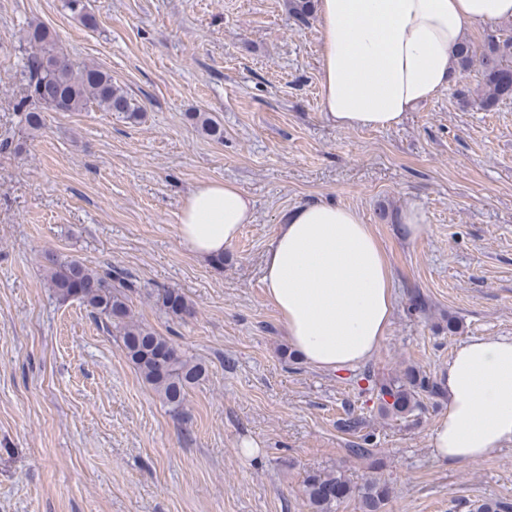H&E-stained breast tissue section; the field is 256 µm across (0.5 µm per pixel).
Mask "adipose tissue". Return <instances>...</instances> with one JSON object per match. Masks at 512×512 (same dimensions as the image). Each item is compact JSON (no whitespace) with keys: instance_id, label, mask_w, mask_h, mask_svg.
<instances>
[{"instance_id":"ef3b65f1","label":"adipose tissue","mask_w":512,"mask_h":512,"mask_svg":"<svg viewBox=\"0 0 512 512\" xmlns=\"http://www.w3.org/2000/svg\"><path fill=\"white\" fill-rule=\"evenodd\" d=\"M321 105L344 129H388L455 80V52L472 25L512 19V0H317ZM236 185L203 182L188 193L178 235L212 259L253 222ZM263 283L290 346L324 371L355 367L377 351L394 313L392 274L369 225L317 200L288 214L263 258ZM447 412L430 446L442 463L512 444V336L458 345L440 377Z\"/></svg>"}]
</instances>
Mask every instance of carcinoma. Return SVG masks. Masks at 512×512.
<instances>
[{
    "mask_svg": "<svg viewBox=\"0 0 512 512\" xmlns=\"http://www.w3.org/2000/svg\"><path fill=\"white\" fill-rule=\"evenodd\" d=\"M314 0H288V10L300 23L312 15ZM66 8L89 28L96 26L95 17L87 11L85 0H65ZM26 41L36 53L27 61L30 103L25 107L21 122L24 132L39 130L44 124V111L80 112L90 104L104 112H117L135 120L141 106L121 87L112 83V76L91 65H75L53 48L50 31L36 23L26 29ZM482 85L478 101L485 111L512 99V35L495 31L487 35L479 58ZM192 119L208 136L220 140L224 129L204 112ZM48 287L62 300L76 299L90 309L91 315L121 343L127 359L136 367L141 378L160 396L173 416L183 413L189 388L204 374L202 366L182 352L165 337L134 318L128 292L135 288L120 272L92 269L78 259L66 258L55 250L43 251ZM156 301L167 314L182 319L192 314L185 297L175 288L158 291ZM380 410L395 419H405L420 407V397L441 396V383L427 374L409 367L398 375L380 378L369 372L362 374ZM342 428L354 437L348 454L371 461L377 469L381 462L371 449L374 435L366 430V422L350 409ZM304 492L312 512H335L341 500L350 497L354 488L344 478L333 473H313L304 480ZM362 512H383L389 498V488L379 478L369 479L359 489Z\"/></svg>",
    "mask_w": 512,
    "mask_h": 512,
    "instance_id": "1",
    "label": "carcinoma"
}]
</instances>
